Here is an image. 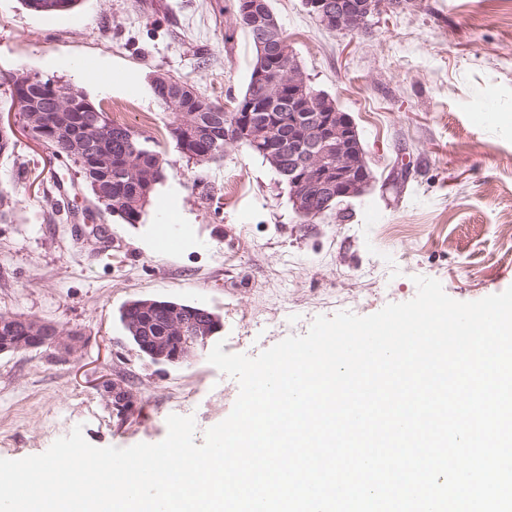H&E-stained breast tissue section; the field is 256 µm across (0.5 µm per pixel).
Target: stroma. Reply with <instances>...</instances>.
Masks as SVG:
<instances>
[{"label":"stroma","instance_id":"1","mask_svg":"<svg viewBox=\"0 0 512 512\" xmlns=\"http://www.w3.org/2000/svg\"><path fill=\"white\" fill-rule=\"evenodd\" d=\"M270 5L311 84L357 126L374 183L346 217L303 223L287 185L245 148L203 163L177 151L176 116L151 80L164 73L225 102L239 96L253 46L230 0H78L52 16L0 0V74L74 84L90 73L81 84L88 100L106 110L133 102L125 125L164 160L139 222L125 223L0 103V129L17 143L0 155V192L16 201L0 218V313L84 338L72 356L0 354V458L43 453L77 426L99 448L156 444L172 414L194 418L200 445L229 416L224 393L238 381L203 353L179 366L151 364L120 320L130 301L211 311L223 352L254 357L306 334L318 316H367L409 301L418 276L461 302L512 286V247L498 233L512 219V0H409L355 34L320 26L304 0ZM478 112L497 119L478 122ZM404 163L398 193L385 182ZM93 222L109 244L96 243ZM164 224L177 252L159 248ZM107 377L130 387L128 418L99 390Z\"/></svg>","mask_w":512,"mask_h":512}]
</instances>
